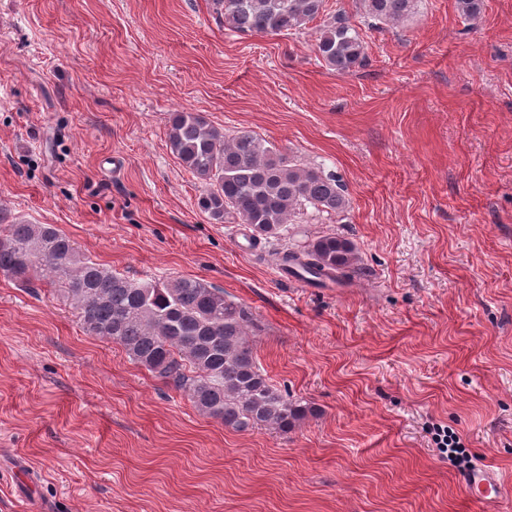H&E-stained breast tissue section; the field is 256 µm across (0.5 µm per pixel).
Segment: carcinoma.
Here are the masks:
<instances>
[{
    "instance_id": "cac0c4a2",
    "label": "carcinoma",
    "mask_w": 512,
    "mask_h": 512,
    "mask_svg": "<svg viewBox=\"0 0 512 512\" xmlns=\"http://www.w3.org/2000/svg\"><path fill=\"white\" fill-rule=\"evenodd\" d=\"M416 0H355L364 16L401 24ZM224 28L242 35L297 33L324 12L325 0H214ZM483 0H458L461 15L479 18ZM315 52L325 66L349 74L364 66L365 45L346 12L319 29ZM170 152L204 186L197 206L215 224L249 226L252 237L284 240L292 218L312 209L339 215L348 199L340 179L276 149L249 131L234 135L198 112H175ZM279 261L311 284H341L359 270L353 241L336 232L311 239L301 252L286 248ZM0 273L44 281L78 312L84 332L119 345L128 358L201 415L237 432H286L311 408L272 384L256 363L252 314L202 279L133 280L83 256L52 224L16 220L0 210Z\"/></svg>"
}]
</instances>
